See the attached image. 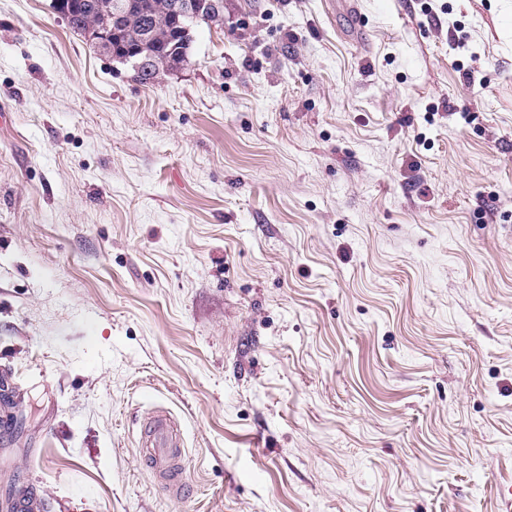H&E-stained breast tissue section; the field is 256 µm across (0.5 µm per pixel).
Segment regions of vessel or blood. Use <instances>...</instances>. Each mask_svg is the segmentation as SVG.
Instances as JSON below:
<instances>
[{"mask_svg": "<svg viewBox=\"0 0 512 512\" xmlns=\"http://www.w3.org/2000/svg\"><path fill=\"white\" fill-rule=\"evenodd\" d=\"M139 446L142 464L157 477L163 492L183 497L186 493L185 452L176 419L169 409L155 408L144 420Z\"/></svg>", "mask_w": 512, "mask_h": 512, "instance_id": "vessel-or-blood-1", "label": "vessel or blood"}]
</instances>
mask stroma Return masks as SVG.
<instances>
[{
	"label": "stroma",
	"mask_w": 512,
	"mask_h": 512,
	"mask_svg": "<svg viewBox=\"0 0 512 512\" xmlns=\"http://www.w3.org/2000/svg\"><path fill=\"white\" fill-rule=\"evenodd\" d=\"M351 2L224 0L144 84L0 0V502L512 512V0ZM141 462L158 478L159 487L169 496L186 493L185 452L174 415L165 407H156L140 429Z\"/></svg>",
	"instance_id": "obj_1"
}]
</instances>
